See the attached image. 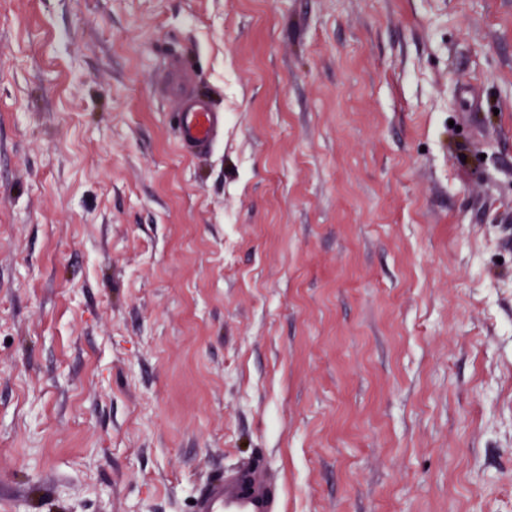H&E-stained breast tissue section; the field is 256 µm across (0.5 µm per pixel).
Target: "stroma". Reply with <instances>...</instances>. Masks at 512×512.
Returning <instances> with one entry per match:
<instances>
[{
	"mask_svg": "<svg viewBox=\"0 0 512 512\" xmlns=\"http://www.w3.org/2000/svg\"><path fill=\"white\" fill-rule=\"evenodd\" d=\"M248 466L512 512V0H0V512ZM165 83L170 96L177 101L180 142L197 151L209 148L224 124V116L214 112L206 100L190 92L176 69L169 71Z\"/></svg>",
	"mask_w": 512,
	"mask_h": 512,
	"instance_id": "35a3bbf8",
	"label": "stroma"
}]
</instances>
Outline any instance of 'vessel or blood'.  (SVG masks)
Here are the masks:
<instances>
[{"label": "vessel or blood", "mask_w": 512, "mask_h": 512, "mask_svg": "<svg viewBox=\"0 0 512 512\" xmlns=\"http://www.w3.org/2000/svg\"><path fill=\"white\" fill-rule=\"evenodd\" d=\"M169 94L177 102V124L184 146L202 151L215 141L224 117L206 100L190 92L177 70L165 77ZM279 492L255 470H236L211 482L196 498L194 512H278Z\"/></svg>", "instance_id": "obj_1"}]
</instances>
